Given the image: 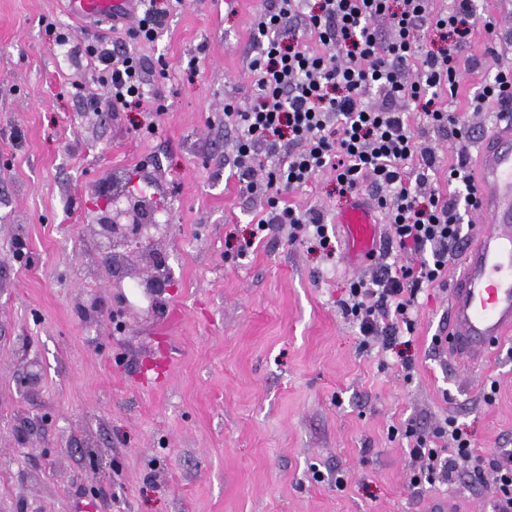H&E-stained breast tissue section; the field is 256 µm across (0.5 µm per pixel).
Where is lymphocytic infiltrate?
Segmentation results:
<instances>
[{"mask_svg":"<svg viewBox=\"0 0 512 512\" xmlns=\"http://www.w3.org/2000/svg\"><path fill=\"white\" fill-rule=\"evenodd\" d=\"M380 19L387 31L377 28ZM479 25L495 31L492 20L478 21L474 0H452L448 10L437 12L429 0H272L253 21L251 99L242 107L225 103L224 121L237 133L233 166L241 191L267 198L266 214L255 221L258 231L286 224L292 238L331 250L322 215L284 199L327 172L343 198L375 187L391 241L412 255L403 264L378 262L370 278L351 283L343 311L363 335L381 328L392 336L413 331L419 293L443 283L451 254L466 239L463 214L475 202L469 163L461 153L449 164V192L440 197L433 187L438 156L426 132L448 128L462 144L473 137L469 121L444 100L458 93L463 53ZM426 29L441 33L439 47L421 43ZM301 30L318 38L320 50L299 43ZM88 53L98 63L104 104L114 110L143 105L139 57L105 41ZM372 92L379 106L365 104ZM284 139L291 148L281 157ZM266 155L278 162L260 178L256 172ZM474 448L464 427L443 419L431 436L414 439L409 454L420 467L412 483H449L474 470Z\"/></svg>","mask_w":512,"mask_h":512,"instance_id":"f902f5d3","label":"lymphocytic infiltrate"}]
</instances>
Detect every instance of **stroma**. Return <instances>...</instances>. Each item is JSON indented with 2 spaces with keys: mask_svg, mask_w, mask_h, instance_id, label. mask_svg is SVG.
I'll list each match as a JSON object with an SVG mask.
<instances>
[{
  "mask_svg": "<svg viewBox=\"0 0 512 512\" xmlns=\"http://www.w3.org/2000/svg\"><path fill=\"white\" fill-rule=\"evenodd\" d=\"M158 4L148 43L60 0H0V512H430L451 496L492 512L491 469L412 485L404 431L451 416L481 458L512 453V338L451 370L433 343L448 330L443 284L395 346L366 340L342 302L373 266L348 265L333 225L347 202L326 174L288 200L323 214L333 253L278 225L237 252L268 205L240 189L224 103L251 94L268 0ZM476 9L495 34L476 28L481 64L450 108L480 143L501 106L471 99L512 66V0ZM103 40L141 58L162 112L89 107L102 88L85 47ZM127 180L152 185L170 225L113 270L89 226L100 191ZM157 257L173 285L150 292Z\"/></svg>",
  "mask_w": 512,
  "mask_h": 512,
  "instance_id": "obj_1",
  "label": "stroma"
}]
</instances>
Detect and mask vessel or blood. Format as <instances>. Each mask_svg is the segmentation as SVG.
Segmentation results:
<instances>
[{
	"instance_id": "b4317fda",
	"label": "vessel or blood",
	"mask_w": 512,
	"mask_h": 512,
	"mask_svg": "<svg viewBox=\"0 0 512 512\" xmlns=\"http://www.w3.org/2000/svg\"><path fill=\"white\" fill-rule=\"evenodd\" d=\"M72 14L127 13L135 0H67ZM475 214L483 225L463 248L448 299L443 344L460 369L484 365L499 342L512 335V103L477 147ZM336 222L347 241V260L360 265L380 243L375 209L355 196Z\"/></svg>"
}]
</instances>
